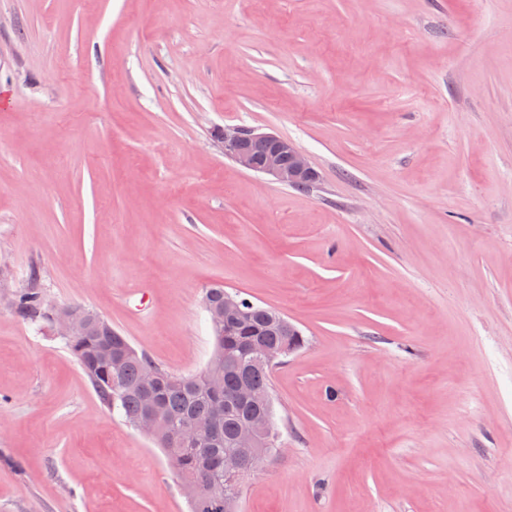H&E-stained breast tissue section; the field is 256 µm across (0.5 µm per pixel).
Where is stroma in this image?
<instances>
[{"label":"stroma","mask_w":512,"mask_h":512,"mask_svg":"<svg viewBox=\"0 0 512 512\" xmlns=\"http://www.w3.org/2000/svg\"><path fill=\"white\" fill-rule=\"evenodd\" d=\"M227 125L318 187L225 158ZM34 267L176 375L212 284L302 330L237 512H512V0H0V297ZM0 512H189L4 305ZM224 156L247 171L264 174L288 186L303 190L312 188L320 173L308 158L288 139L274 133L224 126L219 132ZM257 144V145H255ZM266 147L265 153L261 157ZM255 145V146H254Z\"/></svg>","instance_id":"obj_1"}]
</instances>
